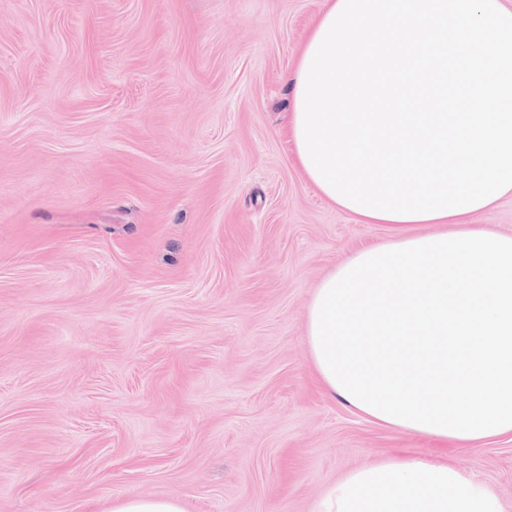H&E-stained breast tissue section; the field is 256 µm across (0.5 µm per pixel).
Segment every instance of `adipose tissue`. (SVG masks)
I'll use <instances>...</instances> for the list:
<instances>
[{
	"label": "adipose tissue",
	"instance_id": "obj_1",
	"mask_svg": "<svg viewBox=\"0 0 512 512\" xmlns=\"http://www.w3.org/2000/svg\"><path fill=\"white\" fill-rule=\"evenodd\" d=\"M299 167L364 246L318 286L307 347L366 421L468 448L512 435V7L326 0L290 81ZM414 224L444 232L413 235ZM312 512H503L475 475L415 456L357 467ZM469 224H484L503 233H512V197H505L492 209L471 217Z\"/></svg>",
	"mask_w": 512,
	"mask_h": 512
}]
</instances>
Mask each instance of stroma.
<instances>
[{
	"label": "stroma",
	"instance_id": "1",
	"mask_svg": "<svg viewBox=\"0 0 512 512\" xmlns=\"http://www.w3.org/2000/svg\"><path fill=\"white\" fill-rule=\"evenodd\" d=\"M325 0H0V512H310L393 455L512 512V438L363 420L306 310L384 224L300 170L297 66ZM107 512H185V510L176 495L151 498L128 496L113 501Z\"/></svg>",
	"mask_w": 512,
	"mask_h": 512
}]
</instances>
